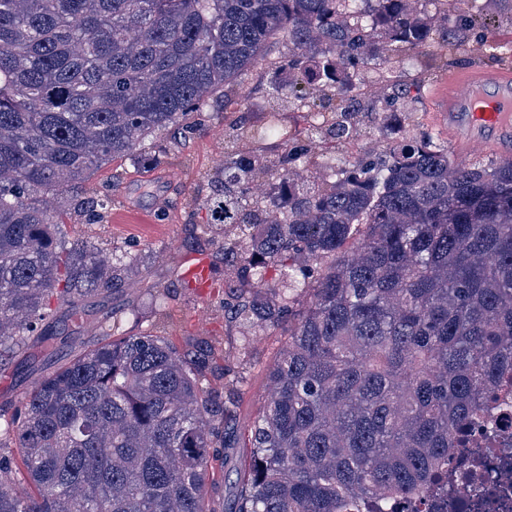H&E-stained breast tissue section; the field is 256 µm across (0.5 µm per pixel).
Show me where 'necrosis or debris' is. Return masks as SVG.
<instances>
[{
  "instance_id": "necrosis-or-debris-1",
  "label": "necrosis or debris",
  "mask_w": 512,
  "mask_h": 512,
  "mask_svg": "<svg viewBox=\"0 0 512 512\" xmlns=\"http://www.w3.org/2000/svg\"><path fill=\"white\" fill-rule=\"evenodd\" d=\"M435 512H512V390L502 389L448 456V494Z\"/></svg>"
}]
</instances>
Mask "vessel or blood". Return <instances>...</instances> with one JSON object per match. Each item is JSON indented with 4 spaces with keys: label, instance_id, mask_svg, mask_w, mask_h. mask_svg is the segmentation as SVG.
Returning a JSON list of instances; mask_svg holds the SVG:
<instances>
[{
    "label": "vessel or blood",
    "instance_id": "1",
    "mask_svg": "<svg viewBox=\"0 0 512 512\" xmlns=\"http://www.w3.org/2000/svg\"><path fill=\"white\" fill-rule=\"evenodd\" d=\"M434 120L448 134L456 160L493 152L512 156V69L470 66L441 77L431 88ZM181 279L199 292L212 285L210 264L189 258Z\"/></svg>",
    "mask_w": 512,
    "mask_h": 512
}]
</instances>
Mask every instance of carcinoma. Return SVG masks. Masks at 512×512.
<instances>
[{
  "label": "carcinoma",
  "instance_id": "obj_1",
  "mask_svg": "<svg viewBox=\"0 0 512 512\" xmlns=\"http://www.w3.org/2000/svg\"><path fill=\"white\" fill-rule=\"evenodd\" d=\"M419 2L0 0V358L43 347L0 422V472L19 449L32 492L0 483V512H384L448 494V449L512 371V159L455 164L427 133L397 141L389 117L416 100L412 52L468 44L481 6L505 0ZM274 43L288 99L306 107L319 86L335 105L287 128L279 98L259 128L230 127L201 203L224 269L252 289L224 311L288 336L226 511L207 463L236 429L203 385L208 349L140 332L51 368L71 336L49 296L74 317L140 263L70 242L55 210L99 167L192 132ZM374 118L390 146L345 154Z\"/></svg>",
  "mask_w": 512,
  "mask_h": 512
}]
</instances>
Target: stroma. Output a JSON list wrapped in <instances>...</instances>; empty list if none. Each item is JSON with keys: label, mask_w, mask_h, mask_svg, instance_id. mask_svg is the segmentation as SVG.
I'll return each mask as SVG.
<instances>
[{"label": "stroma", "mask_w": 512, "mask_h": 512, "mask_svg": "<svg viewBox=\"0 0 512 512\" xmlns=\"http://www.w3.org/2000/svg\"><path fill=\"white\" fill-rule=\"evenodd\" d=\"M453 68L512 65V10L496 8L486 18L484 39L464 48L445 47ZM270 63L257 65L241 79L239 100L216 101L209 114L198 117L192 134L170 130L162 135L163 152L146 146V160L119 158L96 171L83 193L109 196L102 221L83 222L77 207L63 216V231L69 239H80L104 253L141 250L144 259L139 283L88 302L83 321L74 327L76 348L91 346L100 337L99 324L105 316L117 319L119 332L134 334L152 329L157 302H164L171 317L162 334L178 349L188 353L197 345L215 349L210 388L223 393L225 367H232L238 392L228 406L237 430H245L258 415L268 394L267 370L278 358L288 338L283 326L266 328L245 337L242 326L224 316V272L216 270L214 286L207 293L182 287L180 269L188 257L201 253L214 257L215 250L201 231L206 222L197 201L207 178L224 163V130L230 124L254 126L263 109L283 87L280 71L273 66L282 56L281 46L270 49ZM247 461L243 448L227 449L225 457L209 462L208 489L215 501L233 492L235 471Z\"/></svg>", "instance_id": "stroma-1"}]
</instances>
